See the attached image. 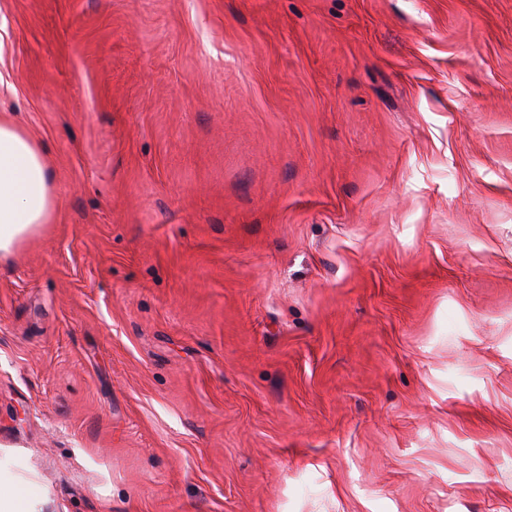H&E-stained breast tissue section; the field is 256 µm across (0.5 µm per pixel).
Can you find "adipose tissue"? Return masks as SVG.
<instances>
[{
    "instance_id": "ef3b65f1",
    "label": "adipose tissue",
    "mask_w": 512,
    "mask_h": 512,
    "mask_svg": "<svg viewBox=\"0 0 512 512\" xmlns=\"http://www.w3.org/2000/svg\"><path fill=\"white\" fill-rule=\"evenodd\" d=\"M55 185L50 161L23 128L0 116V255L51 223Z\"/></svg>"
}]
</instances>
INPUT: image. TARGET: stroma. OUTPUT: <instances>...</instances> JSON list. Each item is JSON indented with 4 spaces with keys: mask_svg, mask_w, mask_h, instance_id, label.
<instances>
[{
    "mask_svg": "<svg viewBox=\"0 0 512 512\" xmlns=\"http://www.w3.org/2000/svg\"><path fill=\"white\" fill-rule=\"evenodd\" d=\"M0 115L23 512H512V0H0ZM55 185L40 144L0 116V255L10 254L51 224Z\"/></svg>",
    "mask_w": 512,
    "mask_h": 512,
    "instance_id": "35a3bbf8",
    "label": "stroma"
}]
</instances>
